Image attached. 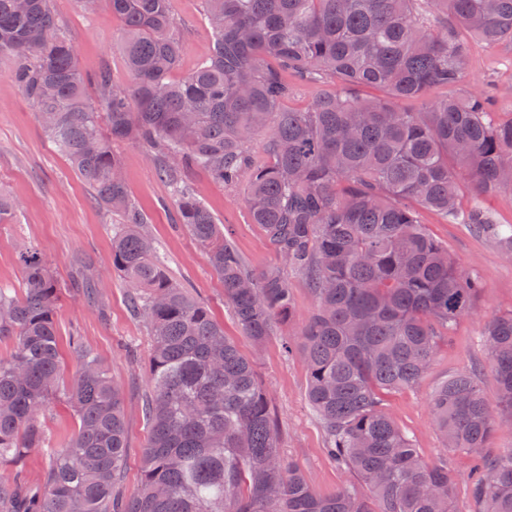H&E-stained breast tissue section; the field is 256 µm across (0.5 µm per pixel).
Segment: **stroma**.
I'll use <instances>...</instances> for the list:
<instances>
[{
    "label": "stroma",
    "mask_w": 512,
    "mask_h": 512,
    "mask_svg": "<svg viewBox=\"0 0 512 512\" xmlns=\"http://www.w3.org/2000/svg\"><path fill=\"white\" fill-rule=\"evenodd\" d=\"M183 37L179 75L191 72L213 45L202 0H172ZM57 15L77 45V63L85 76L108 72L119 88L129 87L131 76L119 50L123 25L107 5L92 13L81 10L76 0H55ZM10 63L0 58V194L18 204L15 221L0 224V287L22 283L20 252L36 248L56 278L68 283L96 274L97 297L64 296L57 310L64 356V380L75 369L68 338L82 336L85 347L109 369L124 393L126 466L120 494L133 495L139 485L148 429L142 401L149 390L148 360L151 348L145 323L131 315L127 288L118 275L108 274L111 261L113 217L94 200L91 190L66 157L44 135L35 108L9 77ZM495 85L498 97L492 110L496 119L512 118V46H490L472 40L463 88ZM129 192L150 218V229L172 279L191 289L207 304L224 333L239 350L255 357L257 375L264 385L280 427L283 454L301 467L311 487L330 495L343 486L365 493L354 476L336 468L325 453V435L307 398L306 371L300 357H288L282 343L287 333L269 339L262 347L241 333L224 290L205 253L179 224L167 184L158 175L156 159L130 142L114 146ZM198 192L224 226V235L242 254L249 267L260 271L276 257L259 227L252 224L245 204V185L234 188L214 182L207 173L190 175ZM421 221L427 231L445 243L449 253L485 285L472 313L460 318L450 339L442 343L430 370L419 385L387 394L386 408L396 424L411 436L426 462L447 460L456 485L458 512H474L470 498L471 460L446 453L435 425L430 397L450 376L482 367V387L489 405L498 401L494 373L485 369L482 332L500 312L512 310V256L499 241L476 233L466 224H448L435 212L424 210Z\"/></svg>",
    "instance_id": "1"
}]
</instances>
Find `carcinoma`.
I'll list each match as a JSON object with an SVG mask.
<instances>
[{
    "label": "carcinoma",
    "instance_id": "cac0c4a2",
    "mask_svg": "<svg viewBox=\"0 0 512 512\" xmlns=\"http://www.w3.org/2000/svg\"><path fill=\"white\" fill-rule=\"evenodd\" d=\"M125 29L127 88L95 78L96 100L53 0H0V56L44 133L118 217L112 272L147 325L149 437L138 491L118 494L126 457L123 390L80 337L61 374L57 305L66 286L35 251L21 253L22 286L0 288V512H456L448 460L424 461L385 410L384 396L416 387L457 319L484 291L418 209L504 235L479 200L512 189V118L496 121L494 88L463 91L468 37L512 44V0H203L214 42L178 80L183 41L170 0H104ZM328 84L308 107L286 109L288 75ZM383 91L363 98L361 88ZM434 87L447 95L430 101ZM415 99L414 112L398 106ZM262 139V151L253 142ZM158 161L183 224L223 284L243 335L258 347L293 322L285 271L306 276L315 312L296 329L307 397L327 452L368 489L314 491L285 457L253 362L211 310L176 283L131 198L115 142ZM202 170L246 181L253 223L276 256L250 270L189 180ZM467 176L477 203L461 205ZM499 389L494 412L481 369L449 377L431 410L444 448L474 461L475 512H512V448L492 447L512 425V311L484 327ZM77 429L50 448L55 402ZM46 451L42 485L18 482L28 454Z\"/></svg>",
    "mask_w": 512,
    "mask_h": 512
}]
</instances>
